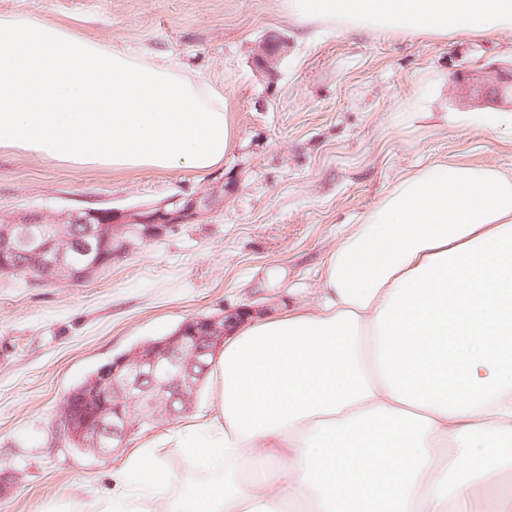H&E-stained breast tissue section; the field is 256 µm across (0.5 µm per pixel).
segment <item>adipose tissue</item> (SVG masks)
I'll list each match as a JSON object with an SVG mask.
<instances>
[{"label": "adipose tissue", "mask_w": 512, "mask_h": 512, "mask_svg": "<svg viewBox=\"0 0 512 512\" xmlns=\"http://www.w3.org/2000/svg\"><path fill=\"white\" fill-rule=\"evenodd\" d=\"M299 27L512 29V0H282ZM223 90L171 58L0 16V149L206 173ZM208 412L131 452L116 487L44 512H512V172L400 179L324 260L315 305L239 325ZM204 473L175 493L174 464Z\"/></svg>", "instance_id": "1"}]
</instances>
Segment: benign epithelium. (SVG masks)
<instances>
[{"label":"benign epithelium","instance_id":"7a95c632","mask_svg":"<svg viewBox=\"0 0 512 512\" xmlns=\"http://www.w3.org/2000/svg\"><path fill=\"white\" fill-rule=\"evenodd\" d=\"M283 48L284 41L266 39L256 54V66L271 69ZM452 83L463 98L485 104L506 101L512 106V64L506 69L500 66L459 68L453 74ZM223 197L224 187L217 186L206 194L173 197L156 205L124 210H73L67 214V223L85 226V241L79 251L86 259L78 264L64 248L57 247L55 241L46 237L33 241L27 237L26 225L32 222L54 224L56 220L52 216L38 213L32 222L13 220L11 231L0 239V271L13 273L19 270L18 257L35 256L40 260L42 279L82 282L124 253L128 247L124 240L126 234L135 233L144 240L161 238L183 224L198 223ZM246 312L256 314L260 307L243 306L227 315L194 317L185 321L174 334L136 353L113 357L95 377L100 388L112 384V392L69 395L64 433L76 439L84 434L110 435L123 442L140 428V423L157 419L160 404L168 408L167 417L179 414L173 407L176 401L190 409L192 378L203 376L208 368L207 358L223 343L230 324Z\"/></svg>","mask_w":512,"mask_h":512}]
</instances>
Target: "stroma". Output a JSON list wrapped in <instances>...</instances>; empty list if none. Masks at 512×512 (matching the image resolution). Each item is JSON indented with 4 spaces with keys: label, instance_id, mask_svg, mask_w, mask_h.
I'll return each instance as SVG.
<instances>
[{
    "label": "stroma",
    "instance_id": "stroma-1",
    "mask_svg": "<svg viewBox=\"0 0 512 512\" xmlns=\"http://www.w3.org/2000/svg\"><path fill=\"white\" fill-rule=\"evenodd\" d=\"M104 44L175 58L223 86L236 145L199 173L73 168L0 150V220L155 204L223 186L199 223L152 241L82 283L0 274V512L91 500L164 420L101 458L57 426L66 394L112 357L197 315L317 299L321 265L404 175L441 160L512 171L497 106L460 102V67L512 61V30L445 37L299 30L280 0H0ZM287 48L273 71L254 56ZM284 41L281 39L268 38L259 46L255 57V64L262 70H270L272 65L283 53Z\"/></svg>",
    "mask_w": 512,
    "mask_h": 512
}]
</instances>
